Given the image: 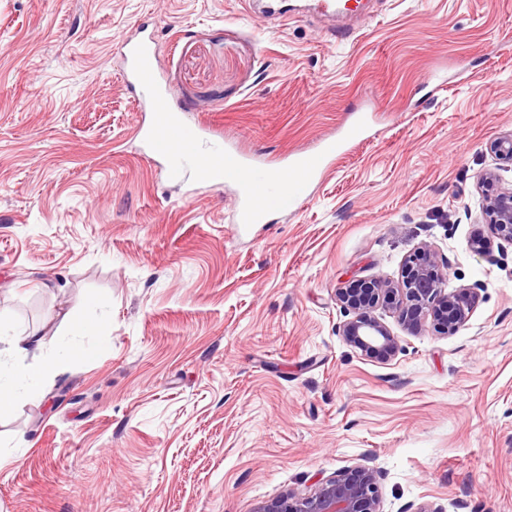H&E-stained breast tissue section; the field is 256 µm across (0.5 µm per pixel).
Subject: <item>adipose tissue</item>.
Returning a JSON list of instances; mask_svg holds the SVG:
<instances>
[{
    "label": "adipose tissue",
    "instance_id": "1",
    "mask_svg": "<svg viewBox=\"0 0 512 512\" xmlns=\"http://www.w3.org/2000/svg\"><path fill=\"white\" fill-rule=\"evenodd\" d=\"M4 342L0 348V415L9 412L28 391L44 388L67 363L90 355L88 349L74 346L61 356L42 359L46 339L37 328L12 333Z\"/></svg>",
    "mask_w": 512,
    "mask_h": 512
}]
</instances>
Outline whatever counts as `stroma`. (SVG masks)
Wrapping results in <instances>:
<instances>
[{
    "instance_id": "35a3bbf8",
    "label": "stroma",
    "mask_w": 512,
    "mask_h": 512,
    "mask_svg": "<svg viewBox=\"0 0 512 512\" xmlns=\"http://www.w3.org/2000/svg\"><path fill=\"white\" fill-rule=\"evenodd\" d=\"M269 4L0 0V320L92 351L0 417V512H254L360 466L382 512H512V245L470 246L479 175L512 184V0H371L350 27ZM142 25L177 110L243 152L280 163L368 106L381 135L236 236L230 189L134 136ZM425 245L476 288L467 322L380 306L397 353L347 345L337 289ZM83 304L98 335L62 319Z\"/></svg>"
}]
</instances>
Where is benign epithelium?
I'll return each instance as SVG.
<instances>
[{
  "mask_svg": "<svg viewBox=\"0 0 512 512\" xmlns=\"http://www.w3.org/2000/svg\"><path fill=\"white\" fill-rule=\"evenodd\" d=\"M494 155L512 163V134L497 138L490 145ZM483 215L494 233L512 244V186H497L493 171L483 174ZM438 253L424 246L409 257L401 284L397 287L384 280H371L362 288H340L336 300L350 315L341 326L345 342L370 358L391 356L398 349V339L370 309L379 302L399 308L401 318L411 330L418 329L430 315L444 334L452 335L467 321L475 299L472 288L447 291V275L440 266ZM381 471L358 467L319 483L308 495L291 490L264 502L256 512H381L379 481Z\"/></svg>",
  "mask_w": 512,
  "mask_h": 512,
  "instance_id": "1",
  "label": "benign epithelium"
}]
</instances>
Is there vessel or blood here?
<instances>
[{
    "label": "vessel or blood",
    "instance_id": "obj_1",
    "mask_svg": "<svg viewBox=\"0 0 512 512\" xmlns=\"http://www.w3.org/2000/svg\"><path fill=\"white\" fill-rule=\"evenodd\" d=\"M156 55V42L149 34L123 46V72L136 80L138 108L149 115L147 123L136 127L135 135L168 178L180 181L197 177L233 190L236 223L257 224L272 213L297 212L308 200L312 186L336 160L369 137L368 118L358 116L312 150L297 154L287 169H272L230 150L206 128L175 112L172 91L157 78Z\"/></svg>",
    "mask_w": 512,
    "mask_h": 512
}]
</instances>
